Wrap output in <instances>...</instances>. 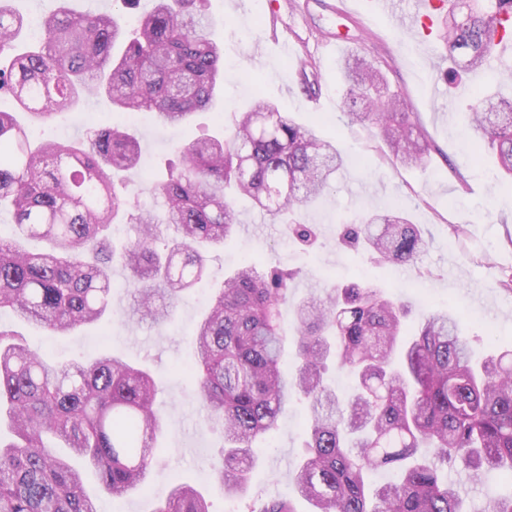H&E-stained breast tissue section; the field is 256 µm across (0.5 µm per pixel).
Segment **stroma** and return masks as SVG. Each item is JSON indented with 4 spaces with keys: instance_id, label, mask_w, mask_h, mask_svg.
Wrapping results in <instances>:
<instances>
[{
    "instance_id": "obj_1",
    "label": "stroma",
    "mask_w": 512,
    "mask_h": 512,
    "mask_svg": "<svg viewBox=\"0 0 512 512\" xmlns=\"http://www.w3.org/2000/svg\"><path fill=\"white\" fill-rule=\"evenodd\" d=\"M268 0H211L216 38L224 44V78L217 108L225 115L244 111L256 98L275 102L299 123L316 126L336 143L345 163L336 186L304 212L318 229V241L306 247L293 241L283 225L269 216L239 208L240 229L208 258L210 277L184 295L170 319L159 325L129 320L133 299L129 274L121 262L112 264V310L109 325H95L67 336H54L0 313V326L23 335L30 347L50 362L90 361L109 351L132 362L148 364L162 388L158 405L164 418L165 446L152 465L148 491H134L121 501L101 493L95 476L85 473L84 485L94 494L99 512H152L156 500L172 483L183 481L205 488L212 512H224V493L211 485L210 475L221 461L222 434L212 429L188 378L177 366L191 359L190 334L206 309L210 289L220 287L225 273L251 255L265 264L298 270L291 288L295 297L321 293L328 282L370 284L410 307L406 324L416 327L431 312L446 310L459 319L473 339L477 355L492 346L512 347V293L496 281L512 268V191L502 188L494 157L466 133L464 109L489 77L478 70L461 81L446 82L448 51L437 36L424 37L398 18L371 10L368 0H352L347 14L335 13L338 0H280L277 16H269ZM288 38L293 51L280 55L269 30ZM347 35L346 49L329 55L327 36ZM364 57L380 68L392 88L405 96L407 111L418 113L435 149L427 166L405 168L383 156L370 132L349 123L340 108L341 63L347 55ZM322 96L313 105L312 93ZM125 114L113 111L105 95L82 96L76 112L60 117L46 136L75 140L89 124L120 125ZM142 149L138 169L125 173L132 203L161 208L154 185L173 157L174 138L192 140L220 135L210 113L193 116L173 133L157 121L136 126ZM400 207L429 241L420 268L375 266L358 252L336 245L338 225L375 211ZM467 231L456 240L451 225ZM307 409L295 401L280 420L273 437L259 443L258 465L247 493L236 500L238 512H249L259 499L291 493V470L301 456ZM468 512H487L489 504L512 492V481L497 476L460 487Z\"/></svg>"
}]
</instances>
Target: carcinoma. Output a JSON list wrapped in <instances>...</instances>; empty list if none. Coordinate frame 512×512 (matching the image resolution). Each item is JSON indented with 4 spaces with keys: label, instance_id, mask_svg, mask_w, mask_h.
Segmentation results:
<instances>
[{
    "label": "carcinoma",
    "instance_id": "cac0c4a2",
    "mask_svg": "<svg viewBox=\"0 0 512 512\" xmlns=\"http://www.w3.org/2000/svg\"><path fill=\"white\" fill-rule=\"evenodd\" d=\"M208 0H155L137 26L115 14L67 7L41 20L37 46L20 47L24 19L0 3V91L17 112L49 126L76 109L79 92L105 94L127 115L151 112L180 127L213 108L224 50L211 35ZM438 37L462 71L492 63L491 34L512 40V0H453ZM342 111L367 127L388 158L425 164L433 146L402 92L358 58L342 63ZM473 139L496 157L512 183V96L489 88L468 106ZM177 161L155 185L163 213L132 204L111 173L141 161L128 127L91 126L76 144L35 143L16 112L0 111V206L12 208L15 238L0 237V310L68 335L112 306L114 257L132 275L133 312L163 322L169 309L207 276L211 249L237 230L236 202L290 225L307 243L302 207L334 188L343 158L336 144L259 99L235 114L222 137L179 142ZM118 223L137 226L120 253L108 250ZM174 228L163 239L160 226ZM45 239L50 248L25 250ZM340 242L365 244L381 264L417 266L428 241L398 210L347 224ZM293 273L245 261L211 295L197 324L188 373L207 421L222 430L224 457L215 482L224 497L243 495L266 439L294 397L310 411L304 452L291 470L297 493L316 512H465L449 467L471 480L512 472V348L474 357L459 321L435 312L403 334L407 306L372 285L329 284L324 295L294 301ZM292 312L286 336L281 309ZM297 347L294 377L280 371L286 339ZM347 368L355 385L339 398L324 377L326 361ZM151 374L109 354L92 363L54 364L0 327V414L14 439L0 442V512H98L83 491L82 469L97 472L115 499L145 485L162 416ZM396 469L398 481L370 494L368 474ZM152 512H210L197 487L178 483ZM252 512H294L286 496Z\"/></svg>",
    "mask_w": 512,
    "mask_h": 512
}]
</instances>
